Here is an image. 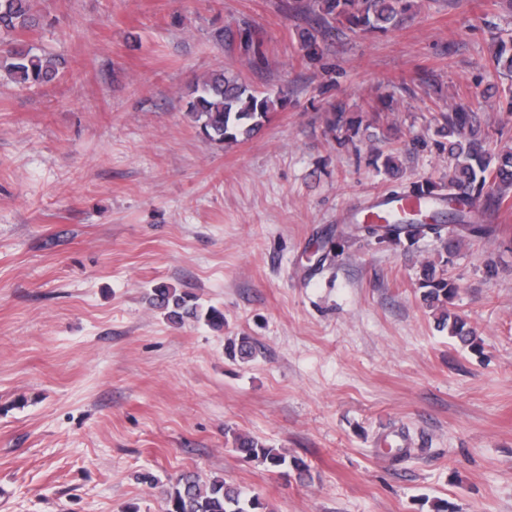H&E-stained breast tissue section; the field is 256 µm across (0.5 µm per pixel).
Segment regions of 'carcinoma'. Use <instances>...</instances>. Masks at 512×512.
<instances>
[{"mask_svg": "<svg viewBox=\"0 0 512 512\" xmlns=\"http://www.w3.org/2000/svg\"><path fill=\"white\" fill-rule=\"evenodd\" d=\"M35 0H0V68H6L11 80L23 87H39L58 79L65 69L64 62L33 51L16 34L39 26L34 14ZM414 0H319L324 15L346 22L351 28L387 30L400 24L413 7ZM187 114L196 127L211 141L235 144L254 136L263 127L268 114L282 104L267 96L252 92L238 76L224 70L212 72L196 82L188 92ZM438 135L448 138V196L428 191L426 209L434 210L446 198L463 193L474 206L448 208L452 228L442 224H407L399 211L384 215L386 224L372 229L381 243L405 238L414 243L428 235L440 239L448 255L455 254L471 239L494 241L498 225L485 222L489 199L503 204L512 199V151L502 154L485 149L484 138L476 125L475 114L468 108H454L445 117ZM423 300L430 307L452 300L456 286L448 271L430 263L421 264ZM151 304L166 312L174 325L187 321H205L210 327L224 328V312L217 307L203 308L189 295L166 284L151 290ZM438 326L465 345L475 341L474 330L458 315L443 313ZM229 355L248 359L253 344L243 336L228 347ZM234 451L244 460L255 462L269 471L292 467L298 474L307 471L299 458H288L276 448H269L254 438L234 435ZM166 512H266L256 496L246 497L240 487L224 480L201 482L191 474H183L161 490Z\"/></svg>", "mask_w": 512, "mask_h": 512, "instance_id": "carcinoma-1", "label": "carcinoma"}]
</instances>
